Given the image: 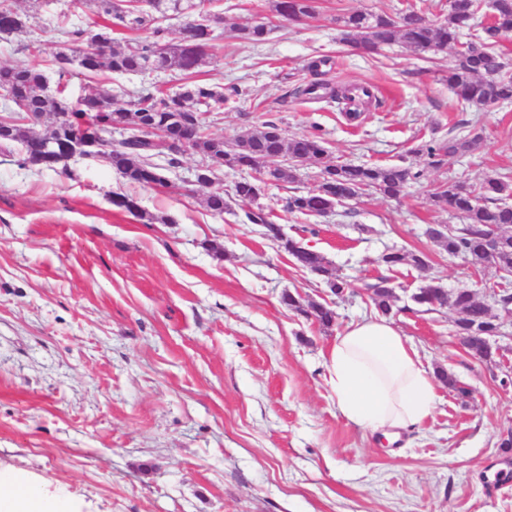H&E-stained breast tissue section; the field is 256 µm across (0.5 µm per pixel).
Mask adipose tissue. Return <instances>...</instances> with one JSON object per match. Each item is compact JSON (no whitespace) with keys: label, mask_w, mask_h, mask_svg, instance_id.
Returning <instances> with one entry per match:
<instances>
[{"label":"adipose tissue","mask_w":512,"mask_h":512,"mask_svg":"<svg viewBox=\"0 0 512 512\" xmlns=\"http://www.w3.org/2000/svg\"><path fill=\"white\" fill-rule=\"evenodd\" d=\"M328 366L337 410L371 433L420 427L434 411L433 376L387 319L341 332ZM58 506L39 486L0 477V512H56Z\"/></svg>","instance_id":"1"}]
</instances>
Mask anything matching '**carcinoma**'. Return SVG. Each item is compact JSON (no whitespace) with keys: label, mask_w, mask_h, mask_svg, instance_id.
Here are the masks:
<instances>
[{"label":"carcinoma","mask_w":512,"mask_h":512,"mask_svg":"<svg viewBox=\"0 0 512 512\" xmlns=\"http://www.w3.org/2000/svg\"><path fill=\"white\" fill-rule=\"evenodd\" d=\"M149 12L123 10L111 3L100 0L103 14L122 22L130 29H138L148 22H156L168 13L185 14L192 18L186 33L179 43L165 42V29L159 25L153 28V39L144 41L137 49L124 48L115 39L109 40L106 52L95 54V39L103 29L86 30L80 27L66 29L63 34L67 41L76 44L87 42L82 51L88 59L83 70L94 77L106 69L116 74L138 73L148 66L158 70H172L184 81L182 92L170 95L159 89L137 95L125 107H116L109 90L88 84L83 91L88 93L81 102L71 101L65 94L66 83L71 71L56 67L58 90L55 94L45 91L42 72L31 66H0V89L9 92L13 98L22 100L20 107H12L3 114L10 126L0 134V150L17 156V163L26 165L30 150L40 144L44 136L33 132L28 119L51 115L54 118L49 138H59L80 127V120L86 118L100 126L107 144L103 156L112 169L128 183L141 187H168L164 182V167L156 162L164 157L167 166L175 168L180 164L183 150L176 142H184L188 148L198 152L202 161L240 170L263 172L266 181L251 176L236 181L230 195L217 190L204 199L206 209L221 215L229 208L232 199L245 206L244 223L264 224L268 227L269 240L292 256L295 262L322 277L329 289L340 292L348 287L344 278L337 275L327 259L310 248L298 249L295 239L288 244L278 242L279 224L272 214L259 203L268 184L291 181L296 177L297 166L306 162L318 169L320 184L305 192L288 197L287 212L304 217H317L331 211L342 199L378 194L397 199L404 195L411 182L418 180L422 172L401 165L330 163L323 139L311 134L283 140L279 128L272 122H265L247 134L227 142L220 137L206 134L212 113L224 109L229 96H238L237 87L231 88V95L224 94L220 87L194 80V74L204 60L206 53L189 54L186 46L190 40L202 33V27L210 21H220L221 13L214 10V0H148ZM492 15L486 25L475 24L481 9L480 0H448V19L440 24L425 22L414 10H406L397 17L387 14L363 11H347L336 16V25L341 40L355 51L368 54L377 52L383 46L400 44L411 52L422 55L440 52L448 47L461 44L463 30H469L467 48L457 54L453 67L445 76L448 88L457 99L471 107L487 108L500 103L512 102V64L505 53L497 49L498 37L503 29H512V0H491ZM240 38L251 43L266 41L268 29L262 22H255L239 29ZM330 59L310 61L306 68L316 79L298 90V93L313 99H329L346 106L350 105L351 94L357 86L348 85L340 89H328L327 84L318 80L321 68ZM129 128L130 135L121 141H112V128ZM165 127L172 134L175 143L166 145L156 140L147 128ZM480 136L470 139L434 140L422 146L432 163L460 152L477 148ZM288 155V164L265 165L263 159L279 153ZM512 197V182L509 176H489L474 186L458 181H448L438 186L431 194V200L438 209L452 211L465 220L462 227L448 232V236L437 239L439 247L450 257L460 256L470 264L479 267L493 262L503 268L512 266V206L507 199ZM113 206L143 219L145 212L137 199L127 194L112 195ZM497 226L504 244L494 258L485 252L482 238L488 232L487 226ZM381 262L389 267L413 265L424 267L423 258L413 252L393 250L383 254ZM372 290L369 298L375 309L388 315L392 311L391 295L387 278L379 277L365 285ZM441 285L431 279L413 297L414 303L432 309L440 301ZM282 302L307 319H314L320 326L329 328L335 322L332 309L316 302L302 304L291 292L282 295ZM452 307L461 313L454 321V334L465 340L467 352L480 360L493 361L496 350L488 346L487 338L496 335L498 322L491 309L479 301L469 289L453 293Z\"/></svg>","instance_id":"carcinoma-1"}]
</instances>
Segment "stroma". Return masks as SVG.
I'll use <instances>...</instances> for the list:
<instances>
[{
  "label": "stroma",
  "mask_w": 512,
  "mask_h": 512,
  "mask_svg": "<svg viewBox=\"0 0 512 512\" xmlns=\"http://www.w3.org/2000/svg\"><path fill=\"white\" fill-rule=\"evenodd\" d=\"M21 33L0 39V66L43 71L64 47L58 24L98 28L99 0H11ZM396 15L410 9L435 23L448 0H320L314 20L292 23L266 0H220L216 28L196 79L242 94L212 118L228 140L262 122L286 137L325 139L330 160L399 164L421 171L400 199L363 196L306 222L287 198L312 188L314 169L269 186L261 199L285 232L322 253L350 288L331 294L243 221L200 204L199 154L170 169L169 188L127 184L101 159L77 158L68 173L20 167L0 152V472L38 482L79 512H512V342L495 362L471 357L452 334L456 314L411 301L429 280L485 295L492 266L474 270L440 251L424 230L462 226L436 209V185L512 176V103L462 107L444 76L448 49L419 57L398 45L371 55L338 40L348 10ZM267 24L268 40L243 42L241 26ZM333 61L331 85L372 87L378 104L350 121L341 105L294 96L308 62ZM116 105L141 90L179 88L175 73H100ZM481 134L472 152L431 164L427 142ZM137 198L146 224L115 208L112 193ZM213 242L224 250L208 252ZM390 249L424 254L426 267L389 268ZM391 280V321L429 372L445 370L437 403L395 441L340 414L327 357L336 336L376 317L364 286ZM331 307L328 329L281 302L284 292Z\"/></svg>",
  "instance_id": "stroma-1"
}]
</instances>
